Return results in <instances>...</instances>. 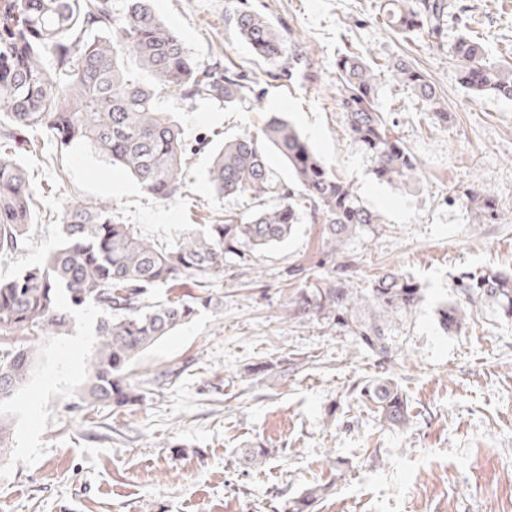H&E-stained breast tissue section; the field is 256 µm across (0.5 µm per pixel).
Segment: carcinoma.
Returning a JSON list of instances; mask_svg holds the SVG:
<instances>
[{
  "label": "carcinoma",
  "mask_w": 512,
  "mask_h": 512,
  "mask_svg": "<svg viewBox=\"0 0 512 512\" xmlns=\"http://www.w3.org/2000/svg\"><path fill=\"white\" fill-rule=\"evenodd\" d=\"M378 15L399 33L421 32L442 40L447 0H384ZM232 21L239 38L267 62L287 59L282 75L316 79L300 65L308 62L290 31H281L259 13L239 8ZM462 87L478 97L512 101V66L490 59L480 44L462 34L452 46ZM340 94L336 104L346 130L371 158L382 181L406 183L420 162L380 109L382 84L395 81L421 102L428 118L448 122V110L427 77L399 61L373 66L358 52L336 58ZM169 92L196 103L210 100L234 108L254 101V89L239 74L196 59L180 36L155 12L151 0H127L117 16L113 0H0V149L30 130L44 129L56 142H82L127 170L160 200L182 193V165L188 145L170 112L157 107ZM277 154L289 183L269 166ZM210 189L224 197L255 202L243 215L224 212L212 224L184 233L169 248L158 247L133 224L112 218L102 203H74L61 212L63 244L44 266L0 279V408L28 380L37 340L68 332L72 313L98 314V343L78 402L134 406L143 388L128 369L147 348L214 304L212 280L224 275L228 256L245 263L284 242L305 220L321 225L322 250L341 259L336 273L301 288L288 303V317L321 315L388 361L398 353L389 336L400 317L423 299L416 280L400 270L377 276L360 292L351 286V264L342 260L347 244L379 230L378 214L360 199L354 185L327 168L288 120L268 118L255 134L244 133L214 150ZM34 186L8 154H0V255L25 248ZM478 222L498 216L488 191L463 193ZM187 281L202 289L187 298L174 289ZM456 298L439 310L446 331L466 325L465 305H490L512 318V271L478 268L453 276ZM65 297L68 307L61 306ZM362 406L391 426L403 428L411 408L390 378L359 382ZM321 489L313 487L287 504L291 512H311Z\"/></svg>",
  "instance_id": "obj_1"
}]
</instances>
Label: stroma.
<instances>
[{
  "mask_svg": "<svg viewBox=\"0 0 512 512\" xmlns=\"http://www.w3.org/2000/svg\"><path fill=\"white\" fill-rule=\"evenodd\" d=\"M471 35L495 59L512 57V0H450ZM195 57L245 76L259 104L235 109L163 97L190 152L176 199L149 195L123 168L47 134L13 144L10 156L36 188L28 247L0 257V278L42 263L60 243L66 203L109 201L143 235L171 243L188 225L224 211L249 212L241 197L208 183L213 145L257 132L265 118L291 121L326 166L353 182L383 224L346 248L352 285L367 288L398 267L420 284L418 308L393 329L401 355L380 361L327 319H289L288 302L335 265L319 225H296L287 241L243 264L229 258L214 281L218 309L144 351L132 381L156 371L178 376L138 405H72L94 351L92 310L68 334L45 339L33 374L7 407L11 431L0 451V512H284L285 501L327 486L313 512H512V320L482 306L462 332H444L439 311L454 274L483 266L512 269V101L479 98L460 84L451 46L461 35L402 36L384 27L377 0H153ZM246 7L286 25L310 48L318 80L272 77L227 22ZM402 60L421 70L451 114L429 120L403 85L387 83L380 106L418 158L417 182L375 178L336 104V56ZM488 187L496 222L480 224L461 194ZM390 377L412 407L407 428L390 427L355 398L358 382ZM269 451L261 467L246 449Z\"/></svg>",
  "mask_w": 512,
  "mask_h": 512,
  "instance_id": "obj_1",
  "label": "stroma"
}]
</instances>
